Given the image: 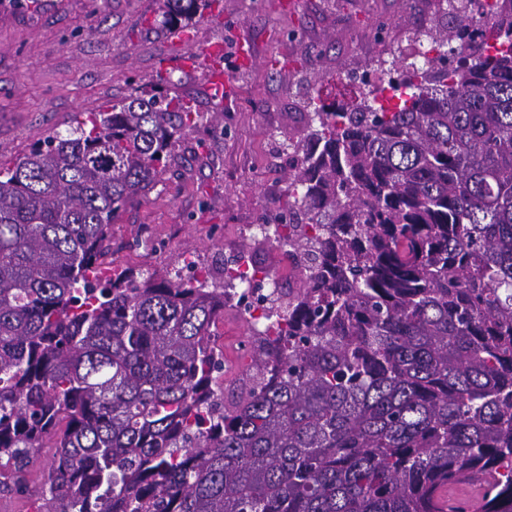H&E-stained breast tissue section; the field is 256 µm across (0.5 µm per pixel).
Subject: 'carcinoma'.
<instances>
[{
    "instance_id": "cac0c4a2",
    "label": "carcinoma",
    "mask_w": 512,
    "mask_h": 512,
    "mask_svg": "<svg viewBox=\"0 0 512 512\" xmlns=\"http://www.w3.org/2000/svg\"><path fill=\"white\" fill-rule=\"evenodd\" d=\"M474 2L382 70L399 105L321 98L281 143L280 236L244 248L301 271L243 308L231 404L212 327L243 283L102 269L202 118L172 72L0 163V487L53 437L42 512H512V15ZM209 4L160 0L161 25Z\"/></svg>"
}]
</instances>
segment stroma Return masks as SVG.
<instances>
[{
	"mask_svg": "<svg viewBox=\"0 0 512 512\" xmlns=\"http://www.w3.org/2000/svg\"><path fill=\"white\" fill-rule=\"evenodd\" d=\"M283 2L214 0L190 23L194 41L185 45L160 25L158 0H32L24 9L0 0V160L22 157L33 141L66 131L77 113L107 109L132 86L151 90L161 62L178 55L192 63L175 69L170 94L215 111L202 54L223 44L234 87L220 107L223 131L203 123L181 139L157 186L112 227L118 263L165 276L190 248L223 266L246 225L278 207L289 168L278 134L303 137L309 99L350 102L360 93L346 79L350 70L376 68L410 44L429 50V32L455 23L448 0H299L289 12ZM241 39L253 66L238 64ZM218 331L240 370L248 330L237 309L225 308ZM53 454L41 449L24 490L0 494V512H36Z\"/></svg>",
	"mask_w": 512,
	"mask_h": 512,
	"instance_id": "1",
	"label": "stroma"
}]
</instances>
